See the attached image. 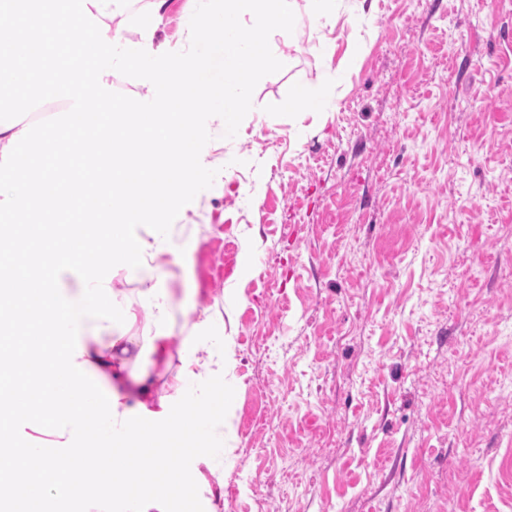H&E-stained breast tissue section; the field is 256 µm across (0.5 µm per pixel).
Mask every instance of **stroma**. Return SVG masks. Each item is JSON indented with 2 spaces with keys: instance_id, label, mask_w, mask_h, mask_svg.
Here are the masks:
<instances>
[{
  "instance_id": "35a3bbf8",
  "label": "stroma",
  "mask_w": 512,
  "mask_h": 512,
  "mask_svg": "<svg viewBox=\"0 0 512 512\" xmlns=\"http://www.w3.org/2000/svg\"><path fill=\"white\" fill-rule=\"evenodd\" d=\"M192 8L161 11L173 53ZM334 35L269 40L283 64L236 137L205 118L213 182L172 204L235 451L223 502L169 512H512V0H339Z\"/></svg>"
}]
</instances>
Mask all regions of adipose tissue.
<instances>
[{
    "label": "adipose tissue",
    "instance_id": "ef3b65f1",
    "mask_svg": "<svg viewBox=\"0 0 512 512\" xmlns=\"http://www.w3.org/2000/svg\"><path fill=\"white\" fill-rule=\"evenodd\" d=\"M132 4L0 0V15L12 19L0 26V213L49 205L58 220L51 228L0 224V383L41 353L40 379L0 414L7 459L0 505L9 512H45L61 456L86 479L109 474L127 512H167L164 496H127L138 467L115 450L138 448L164 470L173 448L190 438L200 447L183 491L224 497V318L204 309L185 334L173 332L162 258L174 231L169 207L209 184L208 170L186 150L207 134L202 116L217 115L225 135H237L254 71L278 64L267 41L287 35L302 11L316 29L335 20L336 0H194L185 27L190 50L175 61ZM129 27L139 28L138 40L125 38ZM78 28L89 35L77 55H66ZM87 61L129 73L135 95L119 106L100 84L86 103ZM50 98L63 100V109L50 121H29ZM86 114L100 120L93 153L82 147ZM79 222L107 227L90 267L70 258ZM119 277L126 288H115ZM141 311L148 320L140 328ZM160 382L166 389L158 396ZM91 425L92 451L83 446ZM44 448L53 454L35 480L29 461Z\"/></svg>",
    "mask_w": 512,
    "mask_h": 512
}]
</instances>
